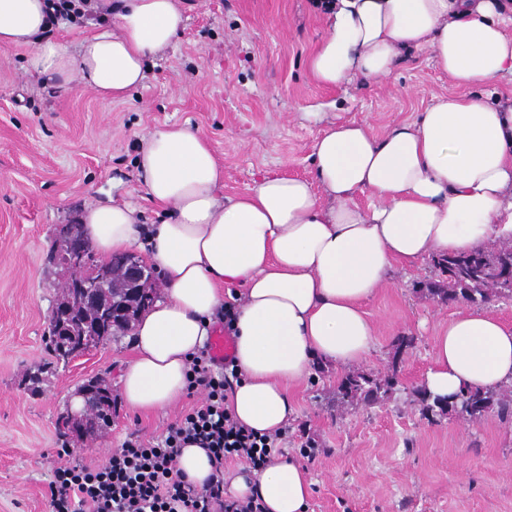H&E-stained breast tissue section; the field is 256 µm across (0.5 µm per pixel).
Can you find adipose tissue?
Masks as SVG:
<instances>
[{
  "mask_svg": "<svg viewBox=\"0 0 512 512\" xmlns=\"http://www.w3.org/2000/svg\"><path fill=\"white\" fill-rule=\"evenodd\" d=\"M322 15L327 34L309 69L323 86L385 79L417 50L431 51L463 86L512 74V0H328ZM185 21L179 0H114L111 22L71 49L47 38L46 0H0V47L31 48L35 76L121 100ZM312 158L316 183L267 175L225 201L207 141L162 127L137 165L167 219L148 229L126 204L85 210L84 233L101 257L148 248L164 283V298L132 328L133 355L119 376L128 408L151 413L181 399L189 359L209 342L224 288L235 285L240 381L224 406L255 432L281 430L294 412L287 387L314 363L366 359L375 331L363 305L393 268L512 239V97L440 95L417 121L381 137L339 121L317 138ZM366 192L378 203L364 209L354 199ZM422 386L441 398L512 387V326L480 310L459 313L435 336ZM177 468L198 487L223 477L237 497H260L266 512H307L312 493L305 465L292 458L220 474L206 449L189 444Z\"/></svg>",
  "mask_w": 512,
  "mask_h": 512,
  "instance_id": "1",
  "label": "adipose tissue"
}]
</instances>
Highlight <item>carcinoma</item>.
<instances>
[{
	"instance_id": "1",
	"label": "carcinoma",
	"mask_w": 512,
	"mask_h": 512,
	"mask_svg": "<svg viewBox=\"0 0 512 512\" xmlns=\"http://www.w3.org/2000/svg\"><path fill=\"white\" fill-rule=\"evenodd\" d=\"M439 281L430 284V292L442 301L466 302L475 305L486 304L500 296L512 295V283L502 279V270L512 266V243H503L491 251L476 250L463 255H440L432 258ZM136 292L132 301V315L139 316L152 306L154 298L150 289L137 284L117 281L113 294L122 297ZM77 336L87 335L85 350L97 347L118 333L128 330L122 322L105 324V314L97 310L77 312L69 316ZM411 345V339L403 336L397 340L390 373L379 378L362 371L343 374L336 380V403L350 405L363 401L378 403L388 397L399 384L398 363L403 350ZM426 410L444 414L450 410L460 417L476 421L484 414L497 410L501 417L512 415V390L499 391L469 390L453 399L434 397L424 389H417Z\"/></svg>"
}]
</instances>
